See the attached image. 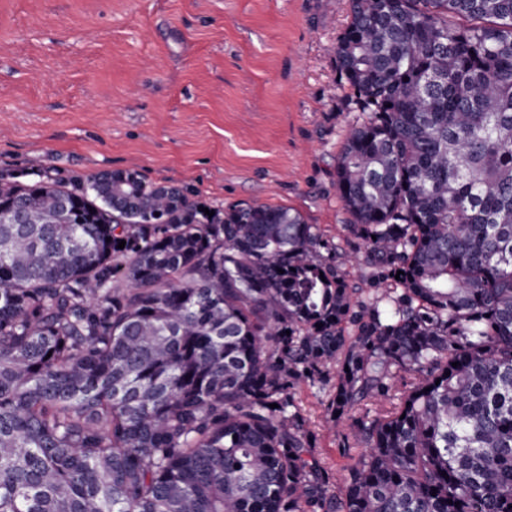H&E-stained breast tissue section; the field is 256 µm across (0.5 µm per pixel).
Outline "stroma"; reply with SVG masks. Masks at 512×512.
Returning <instances> with one entry per match:
<instances>
[{"instance_id":"stroma-1","label":"stroma","mask_w":512,"mask_h":512,"mask_svg":"<svg viewBox=\"0 0 512 512\" xmlns=\"http://www.w3.org/2000/svg\"><path fill=\"white\" fill-rule=\"evenodd\" d=\"M350 0H0V169H133L211 205L299 211L371 290L335 185L351 92L336 72ZM330 384L295 400L343 479L366 446L324 424Z\"/></svg>"}]
</instances>
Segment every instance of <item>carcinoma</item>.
<instances>
[{
    "label": "carcinoma",
    "mask_w": 512,
    "mask_h": 512,
    "mask_svg": "<svg viewBox=\"0 0 512 512\" xmlns=\"http://www.w3.org/2000/svg\"><path fill=\"white\" fill-rule=\"evenodd\" d=\"M335 56L366 300L293 209L0 170V512H512V0H351ZM330 378L381 407L338 487ZM331 382L326 384L316 383L314 386L301 383L295 389L296 404L302 413L312 422L315 430V452L332 470L335 481L341 482L347 475L348 469L354 460L343 456L344 434L349 432L351 421H345L336 428H330L323 422L325 408L331 391Z\"/></svg>",
    "instance_id": "carcinoma-1"
}]
</instances>
